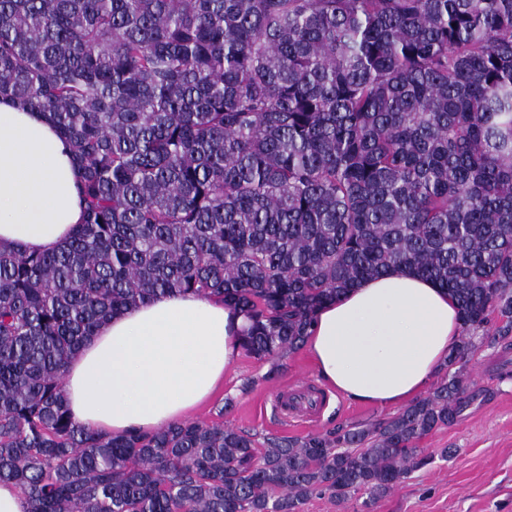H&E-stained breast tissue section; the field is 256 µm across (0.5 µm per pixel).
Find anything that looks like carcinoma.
Instances as JSON below:
<instances>
[{"label":"carcinoma","mask_w":512,"mask_h":512,"mask_svg":"<svg viewBox=\"0 0 512 512\" xmlns=\"http://www.w3.org/2000/svg\"><path fill=\"white\" fill-rule=\"evenodd\" d=\"M81 170L51 253L0 243V482L28 512H302L364 505L466 402L492 314L512 347V0H0V97ZM405 267L456 302L442 382L369 428L301 439L181 421L76 423L67 364L114 313L173 294L301 349L316 311Z\"/></svg>","instance_id":"obj_1"}]
</instances>
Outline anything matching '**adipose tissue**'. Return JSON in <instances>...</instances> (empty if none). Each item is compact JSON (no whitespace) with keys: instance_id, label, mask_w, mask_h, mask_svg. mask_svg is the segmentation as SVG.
Segmentation results:
<instances>
[{"instance_id":"ef3b65f1","label":"adipose tissue","mask_w":512,"mask_h":512,"mask_svg":"<svg viewBox=\"0 0 512 512\" xmlns=\"http://www.w3.org/2000/svg\"><path fill=\"white\" fill-rule=\"evenodd\" d=\"M79 180L55 127L0 97V240L23 252L57 250L81 222ZM245 326L232 307L194 294L115 313L68 365L73 419L112 435L182 421L223 382ZM459 333L447 292L397 268L322 306L305 346L329 388L352 401L397 405L423 390Z\"/></svg>"}]
</instances>
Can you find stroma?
<instances>
[{
	"label": "stroma",
	"instance_id": "obj_1",
	"mask_svg": "<svg viewBox=\"0 0 512 512\" xmlns=\"http://www.w3.org/2000/svg\"><path fill=\"white\" fill-rule=\"evenodd\" d=\"M495 329L488 324L473 338L475 347L463 367L466 407L451 425L419 442L430 458L428 465L413 471L373 506H365L361 494L342 503L323 496L308 501L302 512H512V349L491 344ZM275 363L281 370L267 379ZM320 384L307 350L281 354L272 362L242 352L225 371L223 383L189 418L210 424L226 420L260 439L304 438L341 427H368L398 412L394 406L348 400L328 388L316 408L314 426L285 424L275 406L278 396ZM229 397L235 407L226 414L222 408ZM443 448L454 449V456L441 458Z\"/></svg>",
	"mask_w": 512,
	"mask_h": 512
}]
</instances>
